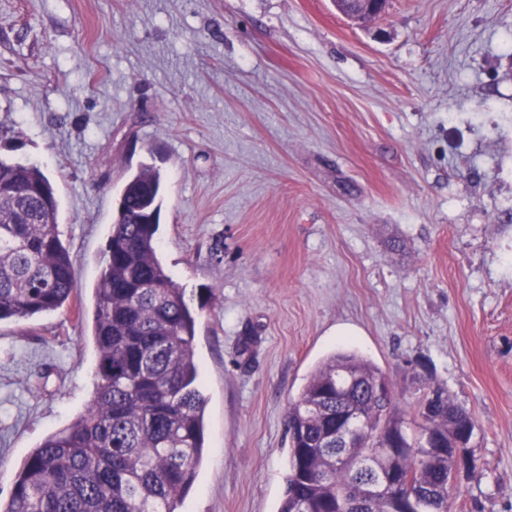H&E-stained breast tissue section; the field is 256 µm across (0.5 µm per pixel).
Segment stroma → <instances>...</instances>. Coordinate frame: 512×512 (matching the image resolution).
<instances>
[{
    "label": "stroma",
    "mask_w": 512,
    "mask_h": 512,
    "mask_svg": "<svg viewBox=\"0 0 512 512\" xmlns=\"http://www.w3.org/2000/svg\"><path fill=\"white\" fill-rule=\"evenodd\" d=\"M510 35L512 0L361 24L332 0H0V157L49 178L78 284L0 322V500L86 411L94 288L147 164L209 397L179 512H278L288 409L342 349L405 413L429 387L471 413L451 512H512Z\"/></svg>",
    "instance_id": "35a3bbf8"
}]
</instances>
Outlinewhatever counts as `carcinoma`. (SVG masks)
I'll return each instance as SVG.
<instances>
[{
  "instance_id": "cac0c4a2",
  "label": "carcinoma",
  "mask_w": 512,
  "mask_h": 512,
  "mask_svg": "<svg viewBox=\"0 0 512 512\" xmlns=\"http://www.w3.org/2000/svg\"><path fill=\"white\" fill-rule=\"evenodd\" d=\"M160 173L124 185L94 288L96 384L85 414L24 459L0 512H177L203 459L208 399L195 358V317L158 257ZM59 202L35 165L0 158V322L63 308L77 291L58 231ZM365 423L353 447L336 431ZM290 471L279 512H450L455 449L464 466L471 415L439 388L400 411L373 363L337 351L288 411ZM437 438L443 451L427 441ZM363 461L402 476L363 497Z\"/></svg>"
}]
</instances>
